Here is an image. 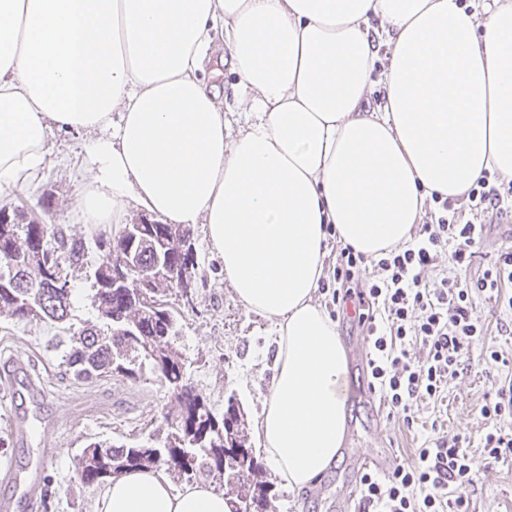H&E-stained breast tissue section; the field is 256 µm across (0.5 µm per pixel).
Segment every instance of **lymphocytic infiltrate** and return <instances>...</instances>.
<instances>
[{"label":"lymphocytic infiltrate","mask_w":512,"mask_h":512,"mask_svg":"<svg viewBox=\"0 0 512 512\" xmlns=\"http://www.w3.org/2000/svg\"><path fill=\"white\" fill-rule=\"evenodd\" d=\"M469 210L503 212L512 202V180L481 178L465 195ZM486 227L460 222L456 202L438 203L428 223L418 225L412 241L368 259L352 247H342L332 274L322 280L331 289L337 311L355 305L358 322L370 347L368 384L378 393L388 418L413 426V408L425 402L443 406L448 383L461 373L490 378L480 415L486 431L480 442L488 466L512 465V377L497 369L512 366L500 341L512 340V321L488 326L476 314L477 301L494 303L512 314V248L501 250L482 273L465 278L483 242ZM446 267L436 284L423 280L425 269ZM371 277L359 287L363 272ZM488 345L481 359H473L471 345ZM413 458L392 471H368L360 478L359 500L364 512H468L469 489L475 482L471 439L445 435L439 419Z\"/></svg>","instance_id":"f902f5d3"}]
</instances>
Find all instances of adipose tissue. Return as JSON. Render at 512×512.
Masks as SVG:
<instances>
[{
	"mask_svg": "<svg viewBox=\"0 0 512 512\" xmlns=\"http://www.w3.org/2000/svg\"><path fill=\"white\" fill-rule=\"evenodd\" d=\"M222 45L250 101L237 130L200 77ZM376 78L385 103L367 111ZM56 129L90 135L82 223L134 205L204 224L236 299L274 322L259 432L300 490L346 434V352L316 296L326 227L374 258L409 240L432 195L512 179V0H0V186L35 179ZM94 512L232 503L148 468L113 479Z\"/></svg>",
	"mask_w": 512,
	"mask_h": 512,
	"instance_id": "obj_1",
	"label": "adipose tissue"
}]
</instances>
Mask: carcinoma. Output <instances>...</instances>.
Here are the masks:
<instances>
[{
  "mask_svg": "<svg viewBox=\"0 0 512 512\" xmlns=\"http://www.w3.org/2000/svg\"><path fill=\"white\" fill-rule=\"evenodd\" d=\"M94 244L92 303L102 325L84 326L70 336L65 364L77 380L101 377L136 380L145 371L162 378L177 403L166 415L164 441L132 444L91 442L97 455L80 472L84 484H103L144 467L167 466L188 480L213 479L241 512H269L273 484L249 442L246 415L230 398L221 414L185 378V358L174 345L180 312L172 296L190 303L196 283L197 254L189 224H144L133 238L119 231L98 233ZM42 254L44 267L28 268L30 254ZM132 255L135 281L147 287L114 286L112 267ZM86 245L61 224H42L15 210L0 222V316L15 321L67 323L72 289L69 269L85 264ZM165 264L168 277L158 278Z\"/></svg>",
  "mask_w": 512,
  "mask_h": 512,
  "instance_id": "cac0c4a2",
  "label": "carcinoma"
}]
</instances>
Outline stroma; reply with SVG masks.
<instances>
[{"label": "stroma", "mask_w": 512, "mask_h": 512, "mask_svg": "<svg viewBox=\"0 0 512 512\" xmlns=\"http://www.w3.org/2000/svg\"><path fill=\"white\" fill-rule=\"evenodd\" d=\"M88 136L76 131H53L48 157L32 182L0 187V208L24 210L28 217L61 224L70 235L92 242L96 230L81 224L77 205L90 177L83 164ZM482 255L471 267L478 276L498 250L512 246V214L487 218ZM198 274L192 304L181 306L175 344L187 359L192 384L207 397L215 412H223L228 398L242 404L251 445L260 448L258 424L264 398L274 375L276 332L269 320L249 312L236 300L222 264L212 253L203 225L193 227ZM98 260L89 250L84 268L71 280V322L82 327L98 320L91 304V274ZM337 330L347 356L348 416L345 442L337 462L319 481L295 491L270 475L274 512H349L347 501L357 494V475L381 463L389 471L408 461L424 441L420 423L407 428L391 420L371 393L365 371L368 343L352 320L338 321ZM68 334L55 325L0 319V364L17 362L38 387L40 421L26 444L12 440L14 406L0 395V436L10 439L0 452V466L13 461L26 467L42 465L41 483L51 496L36 499L15 512H93L98 486L77 477L79 457L91 441L130 443L153 432L164 412L174 404L167 388L152 374L138 380L105 377L93 382L70 378L63 364ZM488 387L485 379L463 374L448 383V406L441 415L449 434L479 440L484 422L479 410ZM477 481L469 496V512H512V466L485 467L480 448H472Z\"/></svg>", "instance_id": "stroma-1"}]
</instances>
